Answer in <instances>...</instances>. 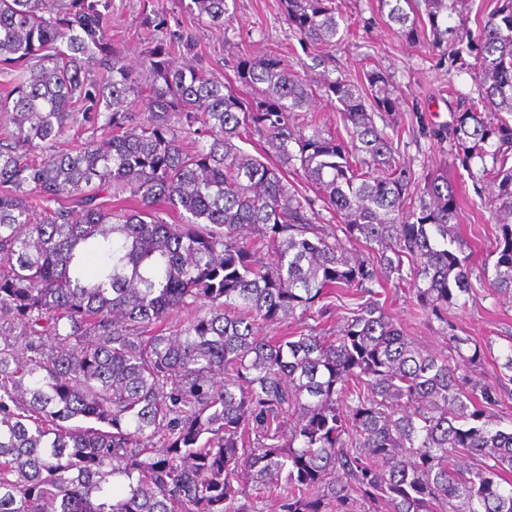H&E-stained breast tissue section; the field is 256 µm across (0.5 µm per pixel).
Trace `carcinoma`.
<instances>
[{
	"label": "carcinoma",
	"mask_w": 512,
	"mask_h": 512,
	"mask_svg": "<svg viewBox=\"0 0 512 512\" xmlns=\"http://www.w3.org/2000/svg\"><path fill=\"white\" fill-rule=\"evenodd\" d=\"M281 2L301 42L341 39L331 0ZM380 3L410 42L423 13L433 47L466 45L478 98L436 136L492 176L488 284L512 297V124L496 116L512 113V0L475 32L448 24L463 0ZM140 24L136 68L112 47V0H0V512H512V429L472 373L483 347L448 319L473 288L457 193L446 170L419 182L377 127L399 111L387 76L315 82L269 53L237 57L231 81L192 29L153 10ZM319 97L348 139L297 125ZM108 189L136 208L100 202ZM406 282L453 355L385 309L375 286ZM350 292L334 336L262 334ZM177 309L193 316L174 325Z\"/></svg>",
	"instance_id": "cac0c4a2"
}]
</instances>
